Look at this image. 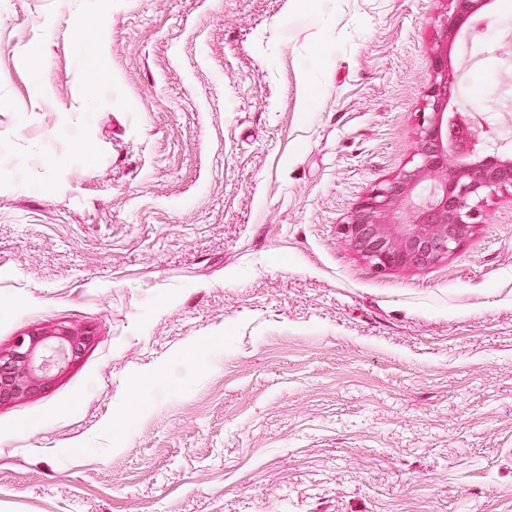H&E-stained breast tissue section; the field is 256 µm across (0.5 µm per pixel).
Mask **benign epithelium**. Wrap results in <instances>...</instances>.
Masks as SVG:
<instances>
[{
  "instance_id": "7a95c632",
  "label": "benign epithelium",
  "mask_w": 512,
  "mask_h": 512,
  "mask_svg": "<svg viewBox=\"0 0 512 512\" xmlns=\"http://www.w3.org/2000/svg\"><path fill=\"white\" fill-rule=\"evenodd\" d=\"M488 0H448L441 22L455 38L473 29ZM430 111L421 113L415 163L375 187L351 212L340 233L378 271L422 267L447 258L486 220L485 198L512 191V160L482 157L464 114L448 110L455 89L448 50L431 56ZM88 337L72 330L31 332L0 354V403L47 387L76 361Z\"/></svg>"
}]
</instances>
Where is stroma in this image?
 Returning <instances> with one entry per match:
<instances>
[{
    "mask_svg": "<svg viewBox=\"0 0 512 512\" xmlns=\"http://www.w3.org/2000/svg\"><path fill=\"white\" fill-rule=\"evenodd\" d=\"M446 8L0 0V353L91 335L0 404V512H512V193L424 267L339 230L412 164ZM483 16L451 104L512 156Z\"/></svg>",
    "mask_w": 512,
    "mask_h": 512,
    "instance_id": "stroma-1",
    "label": "stroma"
}]
</instances>
